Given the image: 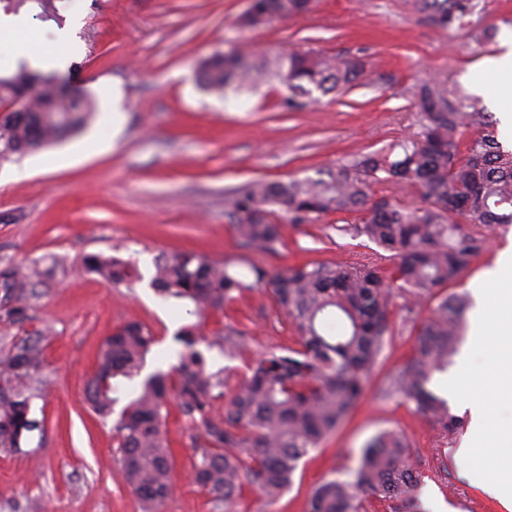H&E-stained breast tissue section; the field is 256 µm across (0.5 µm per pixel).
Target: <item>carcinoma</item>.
I'll return each instance as SVG.
<instances>
[{
	"instance_id": "obj_1",
	"label": "carcinoma",
	"mask_w": 512,
	"mask_h": 512,
	"mask_svg": "<svg viewBox=\"0 0 512 512\" xmlns=\"http://www.w3.org/2000/svg\"><path fill=\"white\" fill-rule=\"evenodd\" d=\"M15 12L29 3L38 19L54 16L55 0H0ZM313 0H251L241 17L245 28L300 16ZM434 26H466L473 0H417ZM199 83L224 94L270 80L288 88L280 105L295 112L312 89L347 93L364 84L365 62L357 56L327 57L309 50L254 58L236 45L201 59ZM418 131L387 151L363 154L317 178L257 180L235 189L226 215L246 246L273 249L285 225L271 220L277 206L290 224L312 223L329 213H358L360 221L336 227L365 236L379 250L361 261L315 262L274 276L250 264L246 282L225 262L192 252L163 253L154 260L151 286L165 298L189 306L201 318L217 312L247 288L271 289L276 306L290 320L297 347L269 350L234 380L212 369L199 323L175 333L181 345L177 363L146 376L147 355L157 344L151 330L126 323L107 336L88 382L87 401L105 420L119 401L118 385L140 379L113 425L118 437L116 463L143 512H158L171 490V453L162 426L171 404L193 430L199 451L194 482L209 496L215 512H231L243 488L251 486L275 500L293 479L299 461L333 433L363 397L386 341L394 332L390 295L397 289L409 302L430 303L418 329V344L407 365L390 377L381 395L402 397L414 410L452 433L458 419L448 403L427 388L433 372L448 365L471 300L446 295L483 250L488 232L512 224V152L503 150L492 115L482 98L466 96L441 79L416 86ZM19 111L0 115V162L54 144L82 130L96 105L75 94L66 77L22 66L0 77V102ZM417 191L423 205L409 207L375 197L374 186ZM81 270L114 284L130 283L134 269L102 254H87ZM52 271L39 264L0 262V320L22 322L31 300ZM46 336L14 339L0 349V451H22L34 432L44 433L33 416L41 398L43 342ZM245 332L227 325L208 344L232 355L245 345ZM418 488L407 439L387 431L362 449L354 480H327L312 492L309 512H364L370 498L393 502L394 512H420Z\"/></svg>"
}]
</instances>
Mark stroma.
Masks as SVG:
<instances>
[{"instance_id": "obj_1", "label": "stroma", "mask_w": 512, "mask_h": 512, "mask_svg": "<svg viewBox=\"0 0 512 512\" xmlns=\"http://www.w3.org/2000/svg\"><path fill=\"white\" fill-rule=\"evenodd\" d=\"M249 0H57V20L41 31L67 29L78 51L66 67L73 84L96 100L98 111L70 138L21 161L0 165V258L55 266L53 278L21 324L0 321V339L46 333L41 378L46 394L35 416L41 444L26 453L0 452V512H141L115 463L113 419L87 409L86 387L96 356L114 328L128 322L157 338L146 372L176 362L173 336L189 323L184 306L151 286L160 253L191 251L247 263L270 273L307 261H346L374 252L366 238L341 233L357 214H328L288 227L274 250L246 248L226 216L229 190L254 180L304 179L336 169L355 156L387 149L416 131L411 90L434 76L481 97L489 112L501 109L494 89L472 74L499 54L512 31V0H479L471 18L494 29L483 43L467 30L432 25L416 0H317L311 13L244 29ZM239 43L275 55L315 50L362 57L369 84L341 96L313 91L308 106L286 112L288 90L271 81L221 97L196 77L199 59ZM512 245V225L488 235L484 250L456 289L471 292L500 249ZM90 253L115 255L139 274L133 287H115L76 267ZM245 331L246 345L228 357L214 347L213 368L241 378L258 354L295 347V333L267 289L241 293L211 314L203 327L214 341L225 325ZM417 333L395 331L380 353L365 394L344 422L302 458L293 483L275 501L246 488L235 512H308L322 482L352 479L365 443L385 432L403 434L419 481L422 503L443 501L450 512H504L467 468L461 446L469 414L450 406L460 426L445 434L399 399L380 389L412 358ZM166 435L172 451V491L162 512H211L191 474L197 458L187 423L171 412Z\"/></svg>"}]
</instances>
